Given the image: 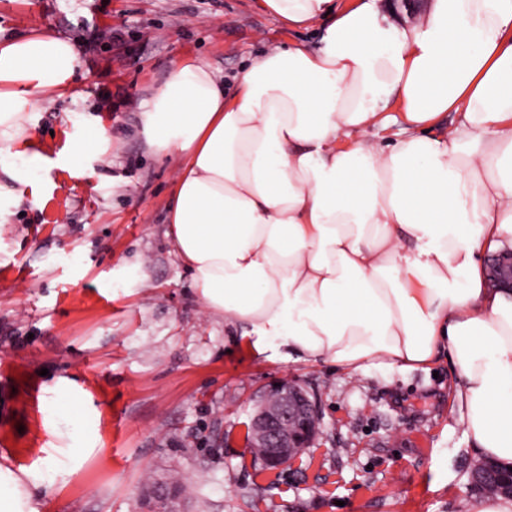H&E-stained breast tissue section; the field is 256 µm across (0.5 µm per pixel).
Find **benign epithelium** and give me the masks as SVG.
Here are the masks:
<instances>
[{
  "instance_id": "benign-epithelium-1",
  "label": "benign epithelium",
  "mask_w": 512,
  "mask_h": 512,
  "mask_svg": "<svg viewBox=\"0 0 512 512\" xmlns=\"http://www.w3.org/2000/svg\"><path fill=\"white\" fill-rule=\"evenodd\" d=\"M489 272L492 287L512 290V253L493 255ZM319 429L320 415L315 398L298 381L283 379L281 385L272 383L263 392L247 440L250 447L261 450L266 468L279 469L291 465L310 447ZM471 481L477 488L490 486L512 495V471L501 472L489 461L472 468ZM180 499V486H161L149 495V512H157L159 504L166 506V512H181Z\"/></svg>"
}]
</instances>
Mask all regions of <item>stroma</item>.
I'll list each match as a JSON object with an SVG mask.
<instances>
[{
    "label": "stroma",
    "mask_w": 512,
    "mask_h": 512,
    "mask_svg": "<svg viewBox=\"0 0 512 512\" xmlns=\"http://www.w3.org/2000/svg\"><path fill=\"white\" fill-rule=\"evenodd\" d=\"M322 23L288 27L259 0H0V40H70L74 90L30 115L44 157L0 225V458L42 464L45 385L73 447L99 450L47 480L39 512H142L148 485L179 480L185 512H463L480 462L454 400L446 354L410 370L286 362L234 344L198 299L164 232L182 154L151 151L138 105L180 62L233 89L271 47L315 44ZM103 125L105 150L71 147ZM299 381L321 430L295 464L264 469L247 445L271 382Z\"/></svg>",
    "instance_id": "1"
}]
</instances>
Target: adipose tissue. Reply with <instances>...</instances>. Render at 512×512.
Returning a JSON list of instances; mask_svg holds the SVG:
<instances>
[{
	"instance_id": "ef3b65f1",
	"label": "adipose tissue",
	"mask_w": 512,
	"mask_h": 512,
	"mask_svg": "<svg viewBox=\"0 0 512 512\" xmlns=\"http://www.w3.org/2000/svg\"><path fill=\"white\" fill-rule=\"evenodd\" d=\"M318 44L278 45L233 91L179 63L141 102L150 148L185 159L166 236L232 340L284 360L362 370L448 353L476 450L512 465V292L483 255L512 250V0H431L413 21L377 0H262ZM73 43L0 42V173L26 183L39 97L71 87ZM459 113L440 135L432 126ZM400 124L397 139H365ZM44 466L0 462V512H38L34 489L79 458L55 419Z\"/></svg>"
}]
</instances>
